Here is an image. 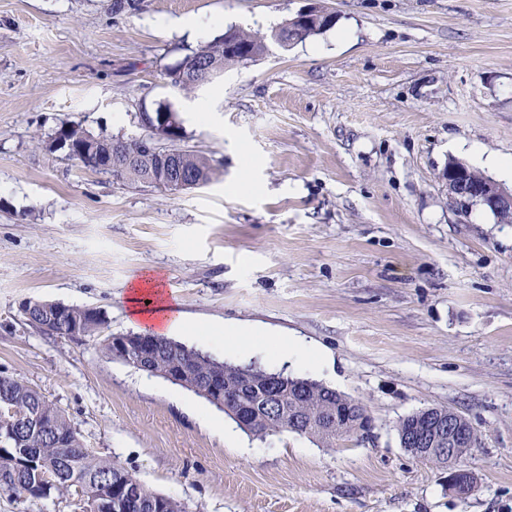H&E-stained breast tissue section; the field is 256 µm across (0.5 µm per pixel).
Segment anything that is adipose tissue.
Listing matches in <instances>:
<instances>
[{
    "mask_svg": "<svg viewBox=\"0 0 512 512\" xmlns=\"http://www.w3.org/2000/svg\"><path fill=\"white\" fill-rule=\"evenodd\" d=\"M129 310L135 323L158 336L179 333L195 334L202 330L199 324L187 320L174 306L169 305L162 290V283L154 277H142L130 287ZM234 350L241 351L254 345L267 347L279 361H293L306 367L323 363L325 356L319 350L305 343L267 330L249 328L231 329Z\"/></svg>",
    "mask_w": 512,
    "mask_h": 512,
    "instance_id": "ef3b65f1",
    "label": "adipose tissue"
}]
</instances>
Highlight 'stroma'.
<instances>
[{
	"label": "stroma",
	"mask_w": 512,
	"mask_h": 512,
	"mask_svg": "<svg viewBox=\"0 0 512 512\" xmlns=\"http://www.w3.org/2000/svg\"><path fill=\"white\" fill-rule=\"evenodd\" d=\"M312 3L334 28L193 92L169 85L168 67L227 28L267 37ZM171 18L197 33L162 27ZM160 103L182 119L181 148L213 166L209 183L131 187L48 147L68 125L138 136ZM488 155L512 159V0H0V375L187 512H512V223L448 197L449 159ZM246 178L261 192L236 191ZM149 272L194 320L318 347L328 363L304 372L182 338L322 381L366 407L370 434L332 448L257 439L106 357L105 339L137 332L127 286ZM26 300L105 323L45 335L24 322ZM439 406L481 438L462 460L477 477L466 499L398 440L400 418Z\"/></svg>",
	"instance_id": "1"
}]
</instances>
